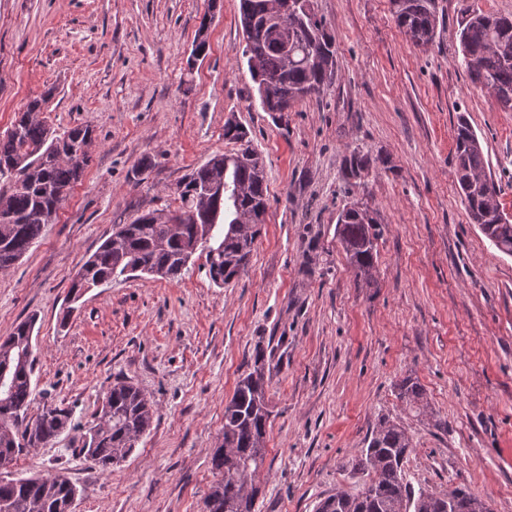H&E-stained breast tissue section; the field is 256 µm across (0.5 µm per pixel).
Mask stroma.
Returning a JSON list of instances; mask_svg holds the SVG:
<instances>
[{"mask_svg":"<svg viewBox=\"0 0 512 512\" xmlns=\"http://www.w3.org/2000/svg\"><path fill=\"white\" fill-rule=\"evenodd\" d=\"M314 7L337 71L321 97L278 114L263 111L242 56L239 0H0V134L47 92L53 130H94L89 165L54 222L0 271V336L37 318L29 412L58 405L73 422L11 470L65 473L79 489L76 512H202L219 479L210 458L224 405L259 364L271 417L255 512H315L336 490L357 492L363 480L348 463L383 415L412 440L413 490L464 484L492 512H512V256L471 223L452 161L462 115L512 214V112L464 70L460 0H438L425 47L397 27L390 0ZM208 13L209 47L187 69ZM230 120L267 176L246 273L217 287L199 253L177 280L91 290L61 323L73 276L113 225L177 209L193 167L238 150L224 138ZM356 148L377 164L350 188L343 162ZM355 201L379 221L368 285L336 235ZM408 376L431 418L403 413L396 385ZM119 378L145 393L154 417L105 472L81 453L80 430Z\"/></svg>","mask_w":512,"mask_h":512,"instance_id":"35a3bbf8","label":"stroma"}]
</instances>
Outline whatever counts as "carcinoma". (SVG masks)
Here are the masks:
<instances>
[{"instance_id": "cac0c4a2", "label": "carcinoma", "mask_w": 512, "mask_h": 512, "mask_svg": "<svg viewBox=\"0 0 512 512\" xmlns=\"http://www.w3.org/2000/svg\"><path fill=\"white\" fill-rule=\"evenodd\" d=\"M288 0H239L242 54L255 83L265 87L266 112H286L292 105L324 92L335 75L337 52L313 0L307 12L292 15ZM398 28L416 46L432 43L437 34V0H390ZM464 69L473 83L493 92L505 111H512V16L487 13L467 5L459 22ZM49 97L35 99L17 113L0 136V270L19 261L52 222L61 202L87 168L84 150L93 129L77 125L61 134L48 126L42 109ZM457 183L471 222L502 253L512 256V224L499 222L501 187L486 180L482 144L468 121L454 126ZM373 159L355 148L343 163V176L357 186L369 174ZM180 206L168 214L152 210L129 224H115L105 240L73 278L68 300L75 303L92 288L124 277L152 276L174 280L189 269L197 251L200 266L217 286L229 283L246 267L260 234L267 207L266 173L251 147L214 154L194 167L179 190ZM378 221L368 207L342 208L336 233L356 278L371 282L377 252ZM35 319L24 321L0 338V457L15 459L27 448L57 439L71 421V412L46 405L27 421L32 401ZM397 398L410 415H426L428 402L417 379L397 386ZM154 411L147 396L127 380H117L82 436V453L103 469L120 463L151 427ZM264 372L258 367L242 378L224 405V433L211 465L221 479L204 500L203 512H254L259 493L254 479L265 461L263 438L270 419ZM412 451L403 428L388 416L373 427L365 448L350 464L363 477L355 493L338 490L320 500L316 512H491L490 505L467 486L447 493L412 491L404 464ZM64 474L0 476V512H59L78 495Z\"/></svg>"}]
</instances>
